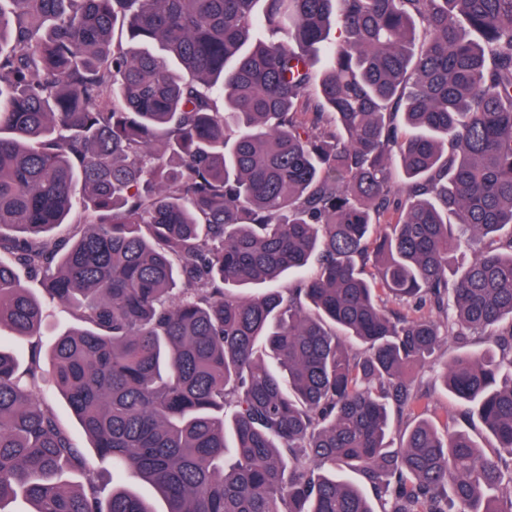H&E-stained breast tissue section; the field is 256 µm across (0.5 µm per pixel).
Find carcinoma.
Listing matches in <instances>:
<instances>
[{"label":"carcinoma","mask_w":512,"mask_h":512,"mask_svg":"<svg viewBox=\"0 0 512 512\" xmlns=\"http://www.w3.org/2000/svg\"><path fill=\"white\" fill-rule=\"evenodd\" d=\"M19 267L82 322L48 361L93 452L165 512H512V0H0V326L31 339ZM474 333L443 382L494 457L408 378ZM40 353L0 345V512H156L101 499ZM41 397L51 403L57 410L60 421L73 439L83 447L89 446V441L86 439L83 428L78 420L70 412L64 400L58 397L52 388L45 386L41 390Z\"/></svg>","instance_id":"carcinoma-1"}]
</instances>
